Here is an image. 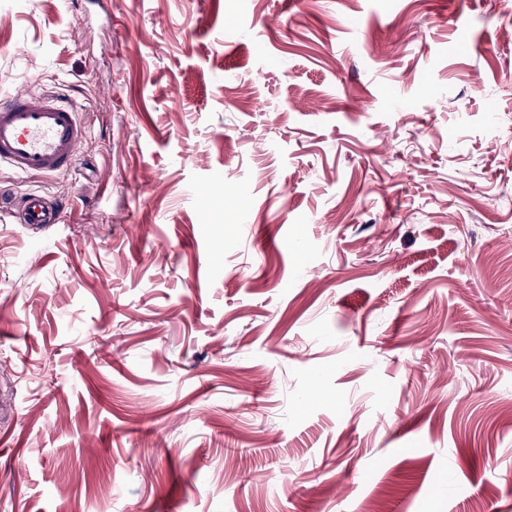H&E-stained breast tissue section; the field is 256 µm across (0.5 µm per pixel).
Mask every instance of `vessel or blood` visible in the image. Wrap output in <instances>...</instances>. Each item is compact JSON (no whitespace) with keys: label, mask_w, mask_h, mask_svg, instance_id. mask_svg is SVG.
<instances>
[{"label":"vessel or blood","mask_w":512,"mask_h":512,"mask_svg":"<svg viewBox=\"0 0 512 512\" xmlns=\"http://www.w3.org/2000/svg\"><path fill=\"white\" fill-rule=\"evenodd\" d=\"M78 106L57 98L38 99L15 94L0 100V161L14 171L45 176L69 168L75 161L86 129ZM20 223L33 230L48 228L54 216L45 201L30 196Z\"/></svg>","instance_id":"vessel-or-blood-1"}]
</instances>
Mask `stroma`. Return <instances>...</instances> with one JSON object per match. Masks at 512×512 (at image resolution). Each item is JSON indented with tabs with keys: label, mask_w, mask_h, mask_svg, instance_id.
<instances>
[{
	"label": "stroma",
	"mask_w": 512,
	"mask_h": 512,
	"mask_svg": "<svg viewBox=\"0 0 512 512\" xmlns=\"http://www.w3.org/2000/svg\"><path fill=\"white\" fill-rule=\"evenodd\" d=\"M16 91L0 512H512V0H0ZM78 106L45 96L0 100V161L14 171L45 176L69 168L86 129ZM54 216L46 202L37 195H31L25 202L19 216L20 224H27L32 230H43L54 223Z\"/></svg>",
	"instance_id": "35a3bbf8"
}]
</instances>
